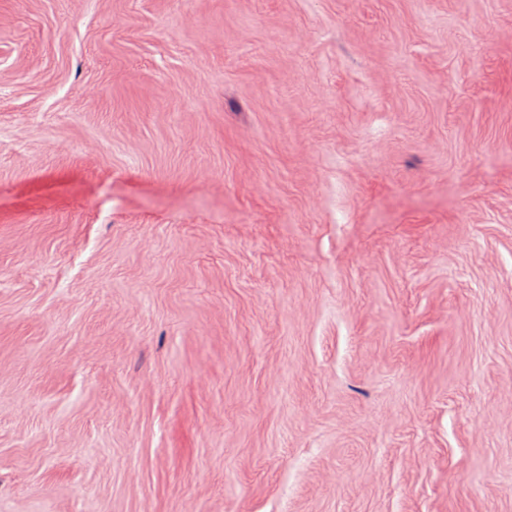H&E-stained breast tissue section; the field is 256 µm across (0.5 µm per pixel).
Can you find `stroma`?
Returning a JSON list of instances; mask_svg holds the SVG:
<instances>
[{"mask_svg": "<svg viewBox=\"0 0 512 512\" xmlns=\"http://www.w3.org/2000/svg\"><path fill=\"white\" fill-rule=\"evenodd\" d=\"M0 512H512V0H0Z\"/></svg>", "mask_w": 512, "mask_h": 512, "instance_id": "obj_1", "label": "stroma"}]
</instances>
